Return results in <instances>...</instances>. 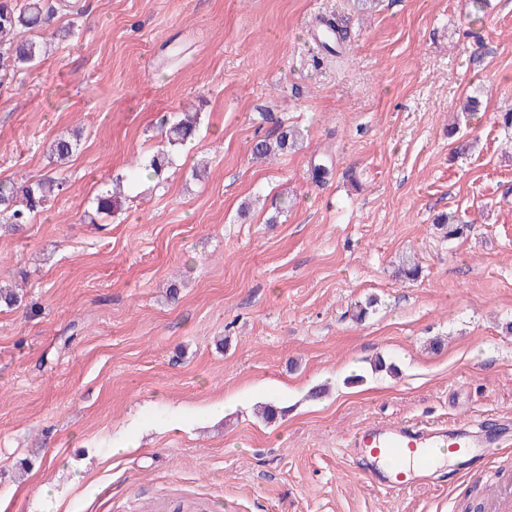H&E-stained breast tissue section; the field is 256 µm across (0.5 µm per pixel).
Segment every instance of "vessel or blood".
I'll return each instance as SVG.
<instances>
[{
	"label": "vessel or blood",
	"mask_w": 512,
	"mask_h": 512,
	"mask_svg": "<svg viewBox=\"0 0 512 512\" xmlns=\"http://www.w3.org/2000/svg\"><path fill=\"white\" fill-rule=\"evenodd\" d=\"M373 485L398 493L418 481L434 480L437 451L456 460L460 474L487 470L493 453L512 449V426L487 419L437 424L369 422L352 436Z\"/></svg>",
	"instance_id": "vessel-or-blood-1"
}]
</instances>
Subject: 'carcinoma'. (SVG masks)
<instances>
[{
    "mask_svg": "<svg viewBox=\"0 0 512 512\" xmlns=\"http://www.w3.org/2000/svg\"><path fill=\"white\" fill-rule=\"evenodd\" d=\"M54 14L49 0H0V86L36 62L44 52V44L21 36L45 26ZM200 122L199 113L184 112L172 121L162 122L166 141L171 146H183L195 136ZM301 132L294 126L279 125L276 133L258 138L252 145L257 158H267L294 147ZM77 141L59 136L48 145L49 156L63 165L72 156ZM68 188V177L62 172L27 185L0 182V219L15 230L29 224L43 211L54 194ZM97 212L110 214L122 206L117 193L102 187L96 195Z\"/></svg>",
    "mask_w": 512,
    "mask_h": 512,
    "instance_id": "1",
    "label": "carcinoma"
}]
</instances>
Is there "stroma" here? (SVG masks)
Segmentation results:
<instances>
[{
  "label": "stroma",
  "instance_id": "1",
  "mask_svg": "<svg viewBox=\"0 0 512 512\" xmlns=\"http://www.w3.org/2000/svg\"><path fill=\"white\" fill-rule=\"evenodd\" d=\"M53 2L46 54L0 86V181L80 136L70 189L0 231V512H458L486 476L389 493L349 441L512 419V0L480 22L472 0ZM321 16L344 66L316 61ZM187 109L197 138L168 146ZM280 122L303 139L253 159ZM118 175L128 199L89 222Z\"/></svg>",
  "mask_w": 512,
  "mask_h": 512
}]
</instances>
